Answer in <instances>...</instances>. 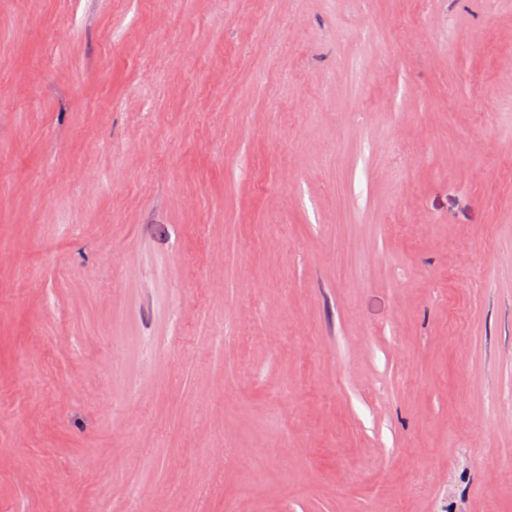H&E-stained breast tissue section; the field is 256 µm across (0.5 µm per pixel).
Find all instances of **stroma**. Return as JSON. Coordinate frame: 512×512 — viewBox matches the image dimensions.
I'll return each mask as SVG.
<instances>
[{
	"label": "stroma",
	"instance_id": "1",
	"mask_svg": "<svg viewBox=\"0 0 512 512\" xmlns=\"http://www.w3.org/2000/svg\"><path fill=\"white\" fill-rule=\"evenodd\" d=\"M0 512H512V0H0Z\"/></svg>",
	"mask_w": 512,
	"mask_h": 512
}]
</instances>
